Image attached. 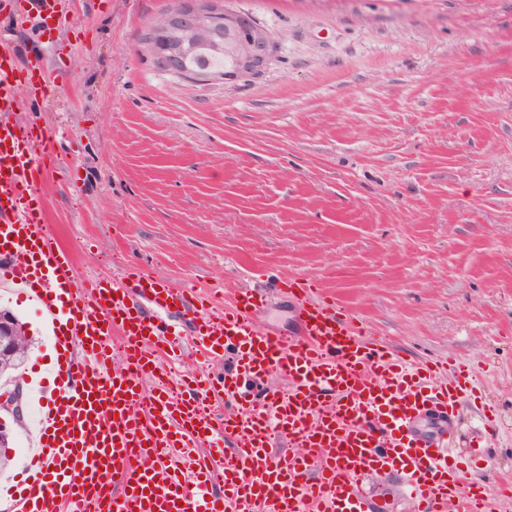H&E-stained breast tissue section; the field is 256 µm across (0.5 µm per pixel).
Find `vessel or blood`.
I'll return each mask as SVG.
<instances>
[{
	"label": "vessel or blood",
	"mask_w": 512,
	"mask_h": 512,
	"mask_svg": "<svg viewBox=\"0 0 512 512\" xmlns=\"http://www.w3.org/2000/svg\"><path fill=\"white\" fill-rule=\"evenodd\" d=\"M19 84L11 55L1 52L0 279L37 305L50 378L37 387V439L10 512H370L362 482L386 471L403 473L416 512H496L498 489L472 488L447 463L457 406L475 387L456 360L410 362L298 280L233 289L220 312L143 271L109 284L77 280L71 253L56 246L37 204L56 135L9 121ZM131 289L190 315L199 349L230 363L223 419L206 394L172 380L167 366L184 345L128 303ZM284 289L296 300L297 332L258 327V311ZM273 373L287 376V389L259 399L239 386ZM427 417L436 436L414 429ZM280 435L291 453H271ZM218 471L219 497L208 491Z\"/></svg>",
	"instance_id": "vessel-or-blood-1"
}]
</instances>
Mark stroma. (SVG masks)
I'll list each match as a JSON object with an SVG mask.
<instances>
[{"instance_id": "1", "label": "stroma", "mask_w": 512, "mask_h": 512, "mask_svg": "<svg viewBox=\"0 0 512 512\" xmlns=\"http://www.w3.org/2000/svg\"><path fill=\"white\" fill-rule=\"evenodd\" d=\"M173 0H69V24L0 12L17 67L59 71L17 124L55 130L42 190L78 276L127 268L223 306L300 279L406 359L477 385L450 466L512 479V0H224L276 40L260 76L191 84L141 51ZM49 351L35 305L0 310ZM372 508L413 512L402 476Z\"/></svg>"}]
</instances>
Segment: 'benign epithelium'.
Instances as JSON below:
<instances>
[{"mask_svg": "<svg viewBox=\"0 0 512 512\" xmlns=\"http://www.w3.org/2000/svg\"><path fill=\"white\" fill-rule=\"evenodd\" d=\"M274 38L247 15L224 8V0H175L170 9L148 27L142 50L162 63L165 72L187 82L240 80L261 75L269 66ZM224 58V70L195 71L193 60ZM11 318L0 312V347L13 346ZM21 377L13 391L0 396V410L23 418Z\"/></svg>", "mask_w": 512, "mask_h": 512, "instance_id": "7a95c632", "label": "benign epithelium"}]
</instances>
